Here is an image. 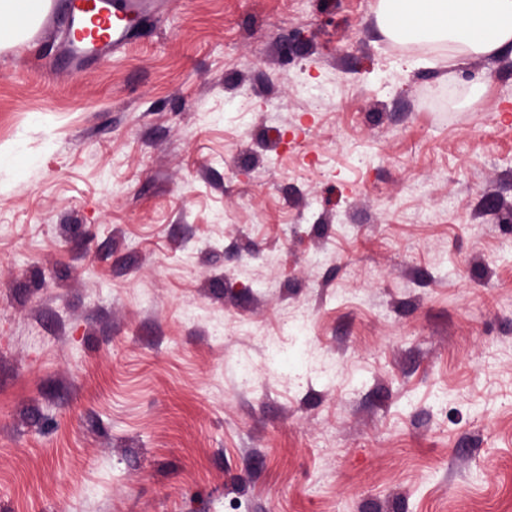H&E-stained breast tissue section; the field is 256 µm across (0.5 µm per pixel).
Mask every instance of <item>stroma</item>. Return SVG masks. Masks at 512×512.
Instances as JSON below:
<instances>
[{
	"label": "stroma",
	"mask_w": 512,
	"mask_h": 512,
	"mask_svg": "<svg viewBox=\"0 0 512 512\" xmlns=\"http://www.w3.org/2000/svg\"><path fill=\"white\" fill-rule=\"evenodd\" d=\"M0 50V512H512V50L176 0ZM174 0H66L55 21L51 15L46 36L52 37L55 24L62 30L65 70L80 72L85 60L102 62L123 51L140 35L147 17Z\"/></svg>",
	"instance_id": "obj_1"
}]
</instances>
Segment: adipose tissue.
I'll use <instances>...</instances> for the list:
<instances>
[{
    "label": "adipose tissue",
    "instance_id": "adipose-tissue-1",
    "mask_svg": "<svg viewBox=\"0 0 512 512\" xmlns=\"http://www.w3.org/2000/svg\"><path fill=\"white\" fill-rule=\"evenodd\" d=\"M50 0H0V49L24 38ZM382 33L447 50L458 62L512 49V0H378Z\"/></svg>",
    "mask_w": 512,
    "mask_h": 512
}]
</instances>
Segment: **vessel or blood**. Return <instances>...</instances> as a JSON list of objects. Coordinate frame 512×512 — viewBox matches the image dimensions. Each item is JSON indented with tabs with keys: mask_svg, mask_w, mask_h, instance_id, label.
<instances>
[{
	"mask_svg": "<svg viewBox=\"0 0 512 512\" xmlns=\"http://www.w3.org/2000/svg\"><path fill=\"white\" fill-rule=\"evenodd\" d=\"M168 0H65L57 20L64 69L81 71L87 58L108 61L140 35L147 17Z\"/></svg>",
	"mask_w": 512,
	"mask_h": 512,
	"instance_id": "vessel-or-blood-1",
	"label": "vessel or blood"
}]
</instances>
